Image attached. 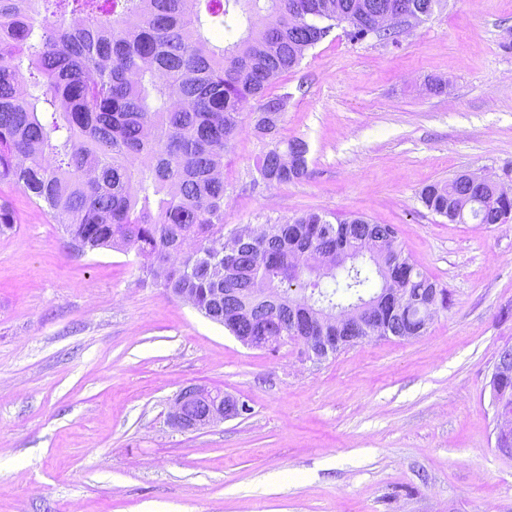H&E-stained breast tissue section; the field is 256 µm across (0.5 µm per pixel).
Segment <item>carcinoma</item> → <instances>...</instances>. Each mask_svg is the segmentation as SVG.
<instances>
[{
  "mask_svg": "<svg viewBox=\"0 0 512 512\" xmlns=\"http://www.w3.org/2000/svg\"><path fill=\"white\" fill-rule=\"evenodd\" d=\"M378 2L386 0H0V182L28 193L84 250H135L142 282L192 294L235 336L286 330L296 309L330 320L383 293L380 257L400 261L408 301L386 327L407 338L416 298L437 283L402 255L390 225L310 211L269 235L242 228L213 247L224 236L219 172L244 111L259 103L255 130L278 134L288 96L266 95L270 81L339 24L351 40L367 38ZM230 19L240 35L224 45L212 32ZM308 154L302 138L275 143L257 163L260 180L302 178ZM467 184L458 174L425 187L421 201L457 224L512 214V196ZM346 225L352 255L311 273L305 247L336 250ZM258 282L282 303L252 298ZM491 390L512 407V371L492 376Z\"/></svg>",
  "mask_w": 512,
  "mask_h": 512,
  "instance_id": "cac0c4a2",
  "label": "carcinoma"
}]
</instances>
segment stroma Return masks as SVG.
Instances as JSON below:
<instances>
[{
	"label": "stroma",
	"instance_id": "stroma-1",
	"mask_svg": "<svg viewBox=\"0 0 512 512\" xmlns=\"http://www.w3.org/2000/svg\"><path fill=\"white\" fill-rule=\"evenodd\" d=\"M443 82L441 93L431 86ZM277 137L224 155V230L314 210L392 225L446 288L423 335L319 362L251 348L164 288L132 251H68L50 214L0 183V512H512L490 379L512 347V223L452 224L420 193L460 173L512 193V0H443L397 42L340 25L273 80ZM309 146L270 186L273 139ZM189 384L247 413L197 432L168 413ZM308 154L309 144L303 138L293 137L286 142H275L257 163L260 180L267 184L299 180L306 174Z\"/></svg>",
	"mask_w": 512,
	"mask_h": 512
}]
</instances>
